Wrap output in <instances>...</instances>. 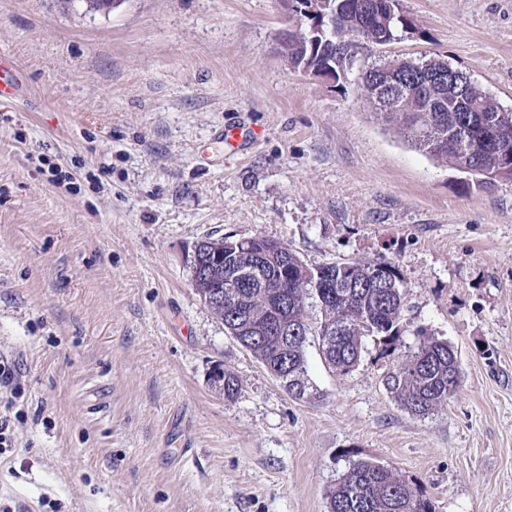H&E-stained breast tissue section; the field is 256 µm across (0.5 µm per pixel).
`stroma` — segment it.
<instances>
[{
  "label": "stroma",
  "mask_w": 512,
  "mask_h": 512,
  "mask_svg": "<svg viewBox=\"0 0 512 512\" xmlns=\"http://www.w3.org/2000/svg\"><path fill=\"white\" fill-rule=\"evenodd\" d=\"M399 8L415 32L361 45L334 87L289 69L280 0H0L24 76L0 105V355L22 384L0 512H327L359 460L435 512H512V182L435 164L360 78L438 56L512 112V0ZM228 126L262 134L235 149ZM209 234L392 262L395 354L368 337L338 373L307 300L308 388L288 394L192 286L184 255ZM420 329L461 370L425 417L387 385ZM224 366L214 365L209 373V381L215 388L224 392V398L231 400L235 398L238 393V383L235 376L227 370H224Z\"/></svg>",
  "instance_id": "obj_1"
}]
</instances>
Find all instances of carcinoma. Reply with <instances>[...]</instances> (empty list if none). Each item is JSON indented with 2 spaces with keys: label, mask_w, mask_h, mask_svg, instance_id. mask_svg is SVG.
Returning a JSON list of instances; mask_svg holds the SVG:
<instances>
[{
  "label": "carcinoma",
  "mask_w": 512,
  "mask_h": 512,
  "mask_svg": "<svg viewBox=\"0 0 512 512\" xmlns=\"http://www.w3.org/2000/svg\"><path fill=\"white\" fill-rule=\"evenodd\" d=\"M354 2L360 8L334 0L339 8L338 29L322 51L336 58L338 82L353 65L341 40L356 35L374 43L375 36L385 30L396 38L413 27L404 15L387 20L382 0ZM281 48L291 69L297 71L308 63L307 24L289 32ZM375 67L364 77L366 95L386 122L399 127L407 142L434 161L486 182L498 179L503 166H512V112L497 107L473 81L465 85V98L460 102L439 95L435 86L427 84L438 80L448 62L430 58L421 70L412 60L393 59ZM424 105L430 111H417ZM224 266L236 273L233 287L224 289V330H233V338L291 395H305V344L287 346L285 339L271 332L281 303L288 308V316L302 317L306 300L316 301L321 312L318 331L336 327V337L322 343L323 356L341 374L351 372L360 361L366 336L380 337L388 356L397 349L404 281L389 261L310 267L288 245L255 237L231 246ZM283 272L294 284L286 294L272 288ZM456 364L447 342L422 335L417 350L392 373L389 389L404 410L423 417L457 392L460 371ZM326 499L328 512H435L433 502L421 490L372 460L355 462Z\"/></svg>",
  "instance_id": "1"
}]
</instances>
